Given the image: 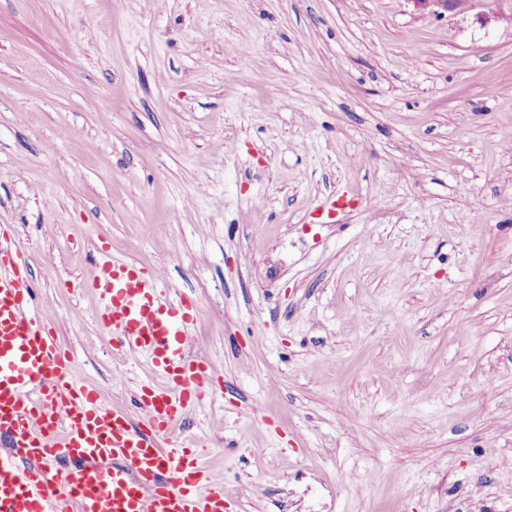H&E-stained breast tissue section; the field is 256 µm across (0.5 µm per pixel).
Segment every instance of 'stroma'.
<instances>
[{
	"label": "stroma",
	"instance_id": "35a3bbf8",
	"mask_svg": "<svg viewBox=\"0 0 512 512\" xmlns=\"http://www.w3.org/2000/svg\"><path fill=\"white\" fill-rule=\"evenodd\" d=\"M479 6L0 0V238L122 411L164 380L78 283L161 267L231 512H512V21L478 17L512 0ZM419 9H433L434 13L464 14L473 11L477 5L476 0H411Z\"/></svg>",
	"mask_w": 512,
	"mask_h": 512
}]
</instances>
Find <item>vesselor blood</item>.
<instances>
[{
    "label": "vessel or blood",
    "instance_id": "obj_1",
    "mask_svg": "<svg viewBox=\"0 0 512 512\" xmlns=\"http://www.w3.org/2000/svg\"><path fill=\"white\" fill-rule=\"evenodd\" d=\"M155 267L101 257L83 278L114 354L150 353L165 387L143 385L139 422L70 376L30 270L0 242V512H229L174 425L221 375L187 354L195 313L161 300Z\"/></svg>",
    "mask_w": 512,
    "mask_h": 512
}]
</instances>
